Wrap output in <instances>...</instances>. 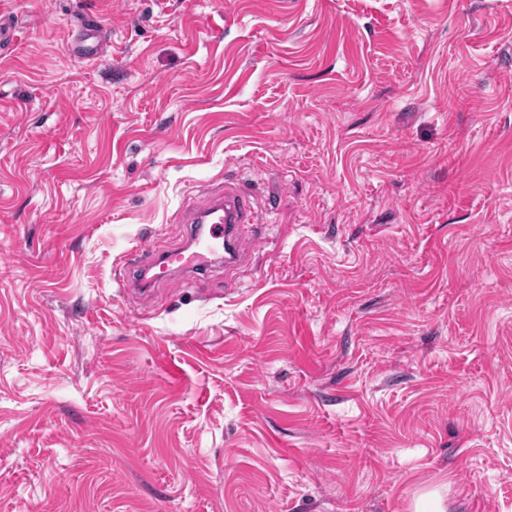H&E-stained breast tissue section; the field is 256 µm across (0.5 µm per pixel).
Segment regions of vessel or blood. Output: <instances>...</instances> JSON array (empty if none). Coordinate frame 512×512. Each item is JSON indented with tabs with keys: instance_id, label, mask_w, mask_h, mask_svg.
<instances>
[{
	"instance_id": "obj_1",
	"label": "vessel or blood",
	"mask_w": 512,
	"mask_h": 512,
	"mask_svg": "<svg viewBox=\"0 0 512 512\" xmlns=\"http://www.w3.org/2000/svg\"><path fill=\"white\" fill-rule=\"evenodd\" d=\"M76 30L78 36L70 44V52L83 59L97 58L101 52L97 16L82 15ZM203 194L206 201L202 206L176 214V223L190 227L185 246L160 252L143 239L131 249L133 278L139 287L170 283L177 268L205 273L210 258L223 259L229 272L248 258L250 244L258 240L253 228V195L243 187L225 183L209 184Z\"/></svg>"
}]
</instances>
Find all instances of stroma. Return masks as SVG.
I'll use <instances>...</instances> for the list:
<instances>
[{
    "instance_id": "35a3bbf8",
    "label": "stroma",
    "mask_w": 512,
    "mask_h": 512,
    "mask_svg": "<svg viewBox=\"0 0 512 512\" xmlns=\"http://www.w3.org/2000/svg\"><path fill=\"white\" fill-rule=\"evenodd\" d=\"M0 16V512H512V0ZM224 180L237 287L133 296ZM78 37L70 44L69 51L83 59H95L101 53L100 24L96 15L83 14L77 21Z\"/></svg>"
}]
</instances>
